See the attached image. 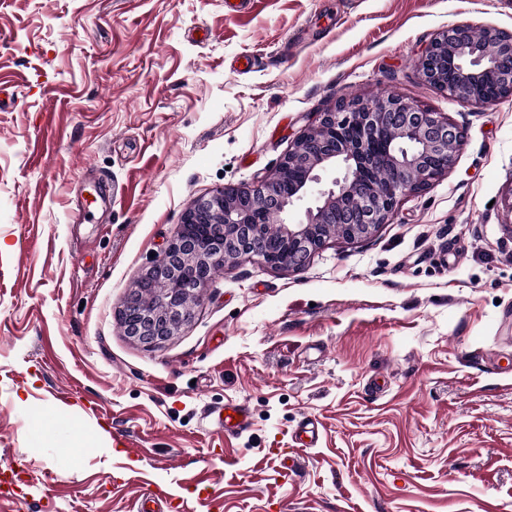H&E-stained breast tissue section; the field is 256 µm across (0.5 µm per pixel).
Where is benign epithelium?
Here are the masks:
<instances>
[{"instance_id":"obj_1","label":"benign epithelium","mask_w":512,"mask_h":512,"mask_svg":"<svg viewBox=\"0 0 512 512\" xmlns=\"http://www.w3.org/2000/svg\"><path fill=\"white\" fill-rule=\"evenodd\" d=\"M456 70L448 83L437 61ZM498 74L492 100L512 97V35L468 22L440 32L419 62L421 77L466 98L489 69ZM464 142L448 118L399 97L342 101L305 128L277 170L251 187H224L194 200L164 254L139 278L119 311L124 334L154 347L193 316L198 288L217 265L248 258L298 271L333 237L354 242L390 221L404 197L447 173ZM337 169L331 185L320 172ZM279 224L280 245L264 241ZM152 296L156 304H144Z\"/></svg>"}]
</instances>
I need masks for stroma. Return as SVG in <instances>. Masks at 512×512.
Returning a JSON list of instances; mask_svg holds the SVG:
<instances>
[{"mask_svg": "<svg viewBox=\"0 0 512 512\" xmlns=\"http://www.w3.org/2000/svg\"><path fill=\"white\" fill-rule=\"evenodd\" d=\"M462 21L512 34V0H0V512H130L139 491L166 512H512V98L419 72ZM388 95L464 129L448 173L370 239L216 268L173 336H125L195 198ZM231 402L248 430H206ZM320 429L316 419L306 417L297 426L295 430V440L299 448H311L319 440Z\"/></svg>", "mask_w": 512, "mask_h": 512, "instance_id": "35a3bbf8", "label": "stroma"}]
</instances>
